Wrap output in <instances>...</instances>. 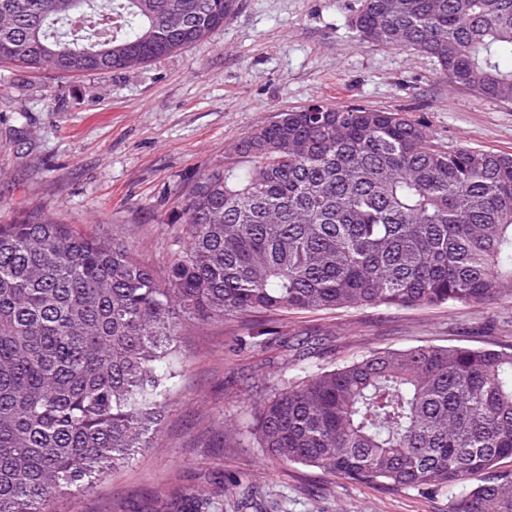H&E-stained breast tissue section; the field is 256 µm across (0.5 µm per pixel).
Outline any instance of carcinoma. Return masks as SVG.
Wrapping results in <instances>:
<instances>
[{
  "instance_id": "1",
  "label": "carcinoma",
  "mask_w": 512,
  "mask_h": 512,
  "mask_svg": "<svg viewBox=\"0 0 512 512\" xmlns=\"http://www.w3.org/2000/svg\"><path fill=\"white\" fill-rule=\"evenodd\" d=\"M232 0H0V63L124 70L224 28ZM363 42L512 102V0H362ZM164 274L45 213L0 224V512H50L151 447L186 321L485 304L512 288V155L449 149L399 112H281L181 205ZM284 465L453 490L512 458V349L373 351L276 387L225 428ZM451 512H512V472Z\"/></svg>"
}]
</instances>
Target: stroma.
Listing matches in <instances>:
<instances>
[{"instance_id": "35a3bbf8", "label": "stroma", "mask_w": 512, "mask_h": 512, "mask_svg": "<svg viewBox=\"0 0 512 512\" xmlns=\"http://www.w3.org/2000/svg\"><path fill=\"white\" fill-rule=\"evenodd\" d=\"M224 29L133 69L63 75L0 64V224L48 212L128 243L162 266L179 205L224 148L276 113L312 103L399 112L443 145L512 154V102L449 87L436 61L361 41L360 0H237ZM190 324L153 447L51 512H181L196 495L224 512H449L454 495L353 482L228 448L273 384L372 351L512 348V292L478 306L363 307ZM313 352L282 368L286 346Z\"/></svg>"}]
</instances>
